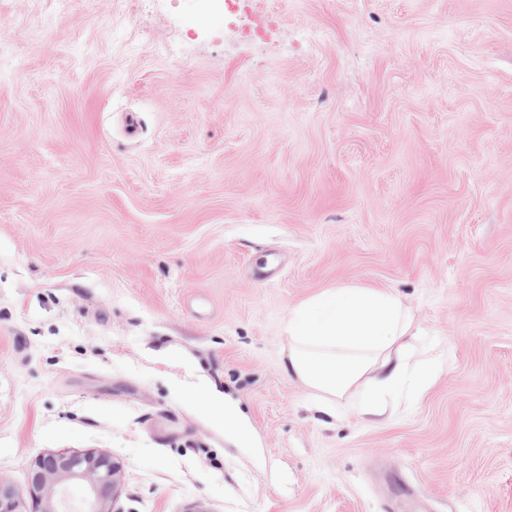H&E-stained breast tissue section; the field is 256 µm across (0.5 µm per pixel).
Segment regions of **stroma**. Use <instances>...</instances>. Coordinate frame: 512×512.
<instances>
[{"label": "stroma", "instance_id": "obj_1", "mask_svg": "<svg viewBox=\"0 0 512 512\" xmlns=\"http://www.w3.org/2000/svg\"><path fill=\"white\" fill-rule=\"evenodd\" d=\"M251 4L0 0V483L93 450L111 512H512V0ZM358 285L438 361L376 421L283 370ZM190 403H200L202 407L216 419L232 423L236 425L241 432H244L241 416L237 407L229 399H225L223 392L213 389L206 391L200 396L192 394L190 396Z\"/></svg>", "mask_w": 512, "mask_h": 512}]
</instances>
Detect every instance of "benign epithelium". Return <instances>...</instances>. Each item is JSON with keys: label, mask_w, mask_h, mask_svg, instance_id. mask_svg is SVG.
Segmentation results:
<instances>
[{"label": "benign epithelium", "mask_w": 512, "mask_h": 512, "mask_svg": "<svg viewBox=\"0 0 512 512\" xmlns=\"http://www.w3.org/2000/svg\"><path fill=\"white\" fill-rule=\"evenodd\" d=\"M120 484V467L99 452H60L35 460L27 489L28 507L11 487L0 484V512H61L69 507V492L81 491L74 512H110Z\"/></svg>", "instance_id": "benign-epithelium-1"}]
</instances>
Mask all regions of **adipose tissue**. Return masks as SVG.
Instances as JSON below:
<instances>
[{"label":"adipose tissue","mask_w":512,"mask_h":512,"mask_svg":"<svg viewBox=\"0 0 512 512\" xmlns=\"http://www.w3.org/2000/svg\"><path fill=\"white\" fill-rule=\"evenodd\" d=\"M286 330L285 372L329 414L354 390L364 414H383L389 396L426 387L434 373L425 367L411 374L405 338L413 323L398 293L386 286L322 291L293 308Z\"/></svg>","instance_id":"1"}]
</instances>
